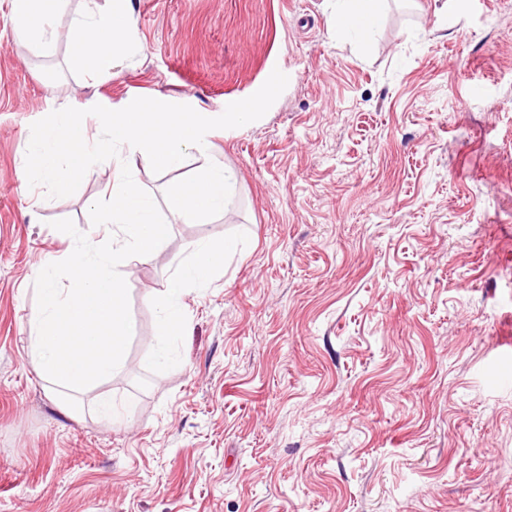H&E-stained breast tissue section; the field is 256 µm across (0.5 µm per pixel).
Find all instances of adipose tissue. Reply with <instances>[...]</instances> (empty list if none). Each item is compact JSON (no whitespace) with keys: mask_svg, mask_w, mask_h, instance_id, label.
<instances>
[{"mask_svg":"<svg viewBox=\"0 0 512 512\" xmlns=\"http://www.w3.org/2000/svg\"><path fill=\"white\" fill-rule=\"evenodd\" d=\"M66 0H13L16 34L19 38L41 44L53 19ZM129 0H112L108 10L92 11L75 23L71 43L74 63L91 76L115 69L123 57L126 34L131 25ZM387 0H336V10L329 23L337 36L355 37L367 43L380 25ZM231 242L204 240L189 246L190 259L163 290L159 305V323L164 335L182 333L185 324L182 298L188 287L208 281L224 265L225 255L234 250Z\"/></svg>","mask_w":512,"mask_h":512,"instance_id":"adipose-tissue-1","label":"adipose tissue"}]
</instances>
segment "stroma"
I'll return each instance as SVG.
<instances>
[{"label": "stroma", "instance_id": "35a3bbf8", "mask_svg": "<svg viewBox=\"0 0 512 512\" xmlns=\"http://www.w3.org/2000/svg\"><path fill=\"white\" fill-rule=\"evenodd\" d=\"M130 0L126 55L71 63L68 0L42 48L0 0V512H512V0H389L367 49L334 35L336 0ZM261 119L206 135L236 174L217 216L173 214L120 151L78 190L29 187L31 125L52 111L164 98L219 116L273 70ZM125 161L171 224L126 279L121 369L54 390L29 349L34 283L71 219ZM197 240H232L162 336L159 301ZM172 368L153 363L157 354ZM112 397L121 413L93 411Z\"/></svg>", "mask_w": 512, "mask_h": 512}]
</instances>
